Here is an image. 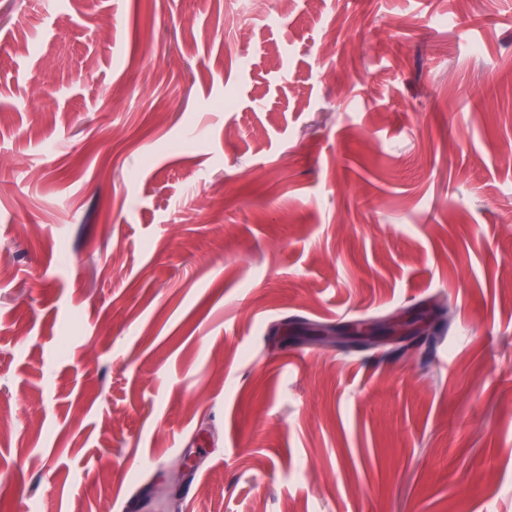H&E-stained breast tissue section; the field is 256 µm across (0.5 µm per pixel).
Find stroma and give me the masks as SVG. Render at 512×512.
<instances>
[{"label": "stroma", "mask_w": 512, "mask_h": 512, "mask_svg": "<svg viewBox=\"0 0 512 512\" xmlns=\"http://www.w3.org/2000/svg\"><path fill=\"white\" fill-rule=\"evenodd\" d=\"M1 153L0 512H512V0H0ZM435 308L415 313H404L385 320H359L336 323L332 329L305 328L302 338L316 344L343 348L362 346L379 347L387 344L408 342L426 334V330L439 318Z\"/></svg>", "instance_id": "1"}]
</instances>
